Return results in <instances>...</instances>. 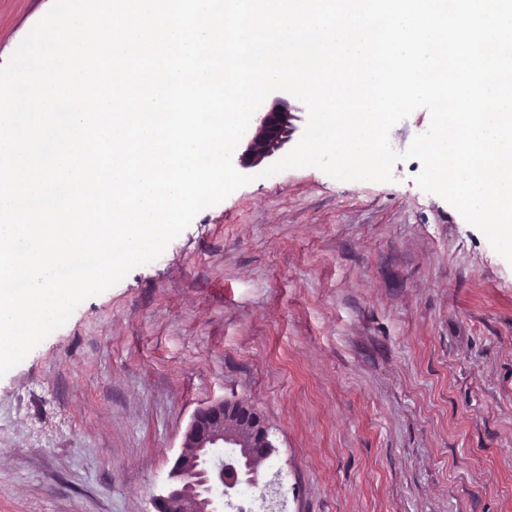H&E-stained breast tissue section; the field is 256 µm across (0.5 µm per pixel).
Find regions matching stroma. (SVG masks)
<instances>
[{
    "label": "stroma",
    "mask_w": 512,
    "mask_h": 512,
    "mask_svg": "<svg viewBox=\"0 0 512 512\" xmlns=\"http://www.w3.org/2000/svg\"><path fill=\"white\" fill-rule=\"evenodd\" d=\"M0 376V512H154L194 413L240 399L286 512H512V263L415 182L265 175Z\"/></svg>",
    "instance_id": "obj_1"
}]
</instances>
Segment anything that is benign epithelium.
Wrapping results in <instances>:
<instances>
[{
  "instance_id": "7a95c632",
  "label": "benign epithelium",
  "mask_w": 512,
  "mask_h": 512,
  "mask_svg": "<svg viewBox=\"0 0 512 512\" xmlns=\"http://www.w3.org/2000/svg\"><path fill=\"white\" fill-rule=\"evenodd\" d=\"M291 116L286 99L261 113L246 157L261 162L280 147ZM275 447L264 416L240 400H221L198 409L186 429L168 481L155 498L156 512H221L241 483L258 485L263 461Z\"/></svg>"
}]
</instances>
